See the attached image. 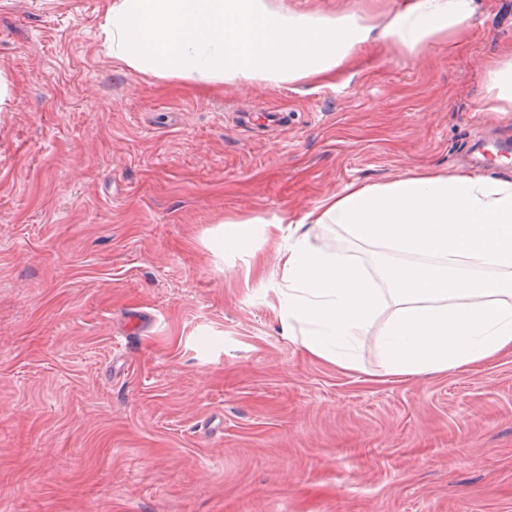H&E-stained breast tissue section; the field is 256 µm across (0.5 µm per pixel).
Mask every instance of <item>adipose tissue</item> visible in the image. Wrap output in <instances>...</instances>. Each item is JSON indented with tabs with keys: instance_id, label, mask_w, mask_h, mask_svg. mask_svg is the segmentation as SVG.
<instances>
[{
	"instance_id": "1",
	"label": "adipose tissue",
	"mask_w": 512,
	"mask_h": 512,
	"mask_svg": "<svg viewBox=\"0 0 512 512\" xmlns=\"http://www.w3.org/2000/svg\"><path fill=\"white\" fill-rule=\"evenodd\" d=\"M475 0H405L386 23L354 13L282 12L267 0H112L100 34L126 68L197 84L270 88L336 74L357 49L383 41L409 52L465 30ZM309 224H337L394 254L376 288L357 262L313 244ZM279 240V280L266 295L281 334L348 367L339 350L391 312L384 373L445 372L512 352V181L425 171L345 185L298 221L275 216L218 225L216 258L253 257Z\"/></svg>"
}]
</instances>
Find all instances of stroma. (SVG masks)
Here are the masks:
<instances>
[{
	"mask_svg": "<svg viewBox=\"0 0 512 512\" xmlns=\"http://www.w3.org/2000/svg\"><path fill=\"white\" fill-rule=\"evenodd\" d=\"M401 2L270 0L380 22ZM477 3L427 51L371 45L272 89L126 69L110 0H0V512H512V352L388 377L381 315L336 366L262 295L278 239L248 268L207 247L351 182L512 178L487 91L512 0ZM309 231L378 276L380 249Z\"/></svg>",
	"mask_w": 512,
	"mask_h": 512,
	"instance_id": "35a3bbf8",
	"label": "stroma"
}]
</instances>
